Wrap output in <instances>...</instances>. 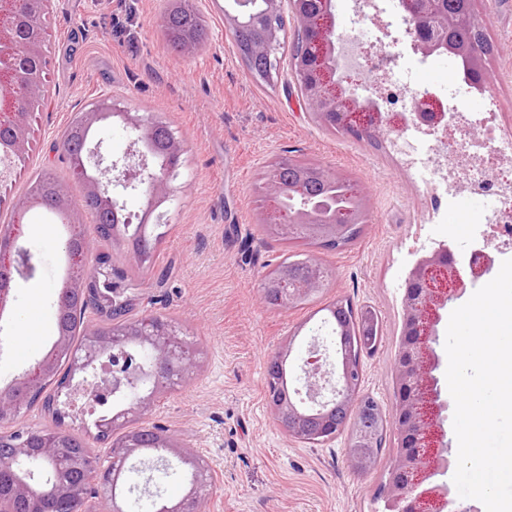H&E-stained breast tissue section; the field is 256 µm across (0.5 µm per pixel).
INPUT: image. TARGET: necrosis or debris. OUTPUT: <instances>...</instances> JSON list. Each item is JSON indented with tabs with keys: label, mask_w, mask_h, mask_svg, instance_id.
I'll return each mask as SVG.
<instances>
[{
	"label": "necrosis or debris",
	"mask_w": 512,
	"mask_h": 512,
	"mask_svg": "<svg viewBox=\"0 0 512 512\" xmlns=\"http://www.w3.org/2000/svg\"><path fill=\"white\" fill-rule=\"evenodd\" d=\"M392 27L400 30V37H387ZM409 28L401 0H369L368 7L349 14L344 40L355 50L379 46L385 69L384 93L392 111L414 113L416 100L431 95L444 111L455 115L447 164L456 168L455 185L444 180L446 166L436 161L433 139L425 137L415 123H408L395 150L410 162L423 183L447 197L449 209H456L464 194L483 199L486 234L492 236L495 245L512 249V199L500 192L502 183L512 181V141L500 137L492 93L458 81L448 87L421 81L419 73L429 62L417 57ZM478 97L484 100V110L477 115L471 103ZM476 119L483 125V134L471 142L467 139L469 124Z\"/></svg>",
	"instance_id": "1"
}]
</instances>
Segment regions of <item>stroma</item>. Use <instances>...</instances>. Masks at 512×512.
<instances>
[{"label": "stroma", "mask_w": 512, "mask_h": 512, "mask_svg": "<svg viewBox=\"0 0 512 512\" xmlns=\"http://www.w3.org/2000/svg\"><path fill=\"white\" fill-rule=\"evenodd\" d=\"M210 33L197 53L174 50L161 31L164 0H53L47 16L49 81L35 112L26 163L0 186V217L13 219L35 170L57 173L74 198L83 184L55 149L64 129L100 97L129 112L150 113L169 125L185 152L181 187L164 204L168 223L146 275L129 261V233L112 243V286L138 310L177 321L200 352V367L180 387L158 395L147 425L183 437L209 467L215 486L203 512H381L379 489L397 446L388 436L379 465L354 470L345 436L318 445L290 438L275 422L266 397L267 361L294 339L304 356L321 308L336 297L378 313L382 337L364 361L365 393L384 410L394 403L392 365L402 323L405 280L419 254L439 243L464 254L484 209L465 205L471 221L416 183L391 149L332 132L313 122L300 98L288 58L271 82L252 78L237 52L229 17L233 0H192ZM483 11L493 46L485 87L497 100L499 129L512 138V0ZM304 158L354 179L371 203V218L350 246L312 250L302 241L271 238L261 221L271 162ZM25 240L38 258L33 278L16 279L9 311L0 317V381L45 355L56 336L57 289L70 272L62 248L70 229L42 209L25 216ZM317 253L327 288L281 313L260 300L268 264L282 255ZM30 336L10 341L18 326Z\"/></svg>", "instance_id": "obj_1"}]
</instances>
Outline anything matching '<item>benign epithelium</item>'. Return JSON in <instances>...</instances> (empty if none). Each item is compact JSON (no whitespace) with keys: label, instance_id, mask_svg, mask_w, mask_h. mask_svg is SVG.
Here are the masks:
<instances>
[{"label":"benign epithelium","instance_id":"7a95c632","mask_svg":"<svg viewBox=\"0 0 512 512\" xmlns=\"http://www.w3.org/2000/svg\"><path fill=\"white\" fill-rule=\"evenodd\" d=\"M19 0H0V130L8 131L9 153L0 154V181H6L12 171V162L26 155L33 110L20 105V90L15 78L14 49L18 42L15 18ZM239 13L232 17L233 29L250 27L260 38L246 54L262 56L266 67L257 75L270 77L279 60L281 35L285 33V19L281 0H236ZM410 15L415 49L425 56L446 55L452 51L448 32L454 30L463 15L441 9L440 0H406ZM294 26L289 41L292 68L299 74L297 85L302 98L311 109V115L321 125L333 126L351 135L371 132L382 137L399 135L407 121L404 115L382 111L376 99H359L353 88L355 78L342 70V35L336 33V15L332 0H319L315 10L293 6ZM37 66L26 86L28 98L41 102L46 88V61L44 57V29L28 44ZM121 116L135 132L133 144H143L146 151L133 148L123 162L104 165L102 142L88 147L83 142L80 169L88 164L97 174L86 178L87 193L98 199L105 212L118 216L123 206L112 194V187L123 189L145 186V215H150L166 201L177 196L174 185L181 165L184 146L172 131H167L161 160L149 165L148 156L154 155L157 132L166 126L152 116L132 114L121 110L111 100H100L81 113L76 122L88 132L94 124L109 117ZM293 187L280 179L276 164L268 166L266 192L270 210L263 224L267 233L277 236L288 232V225L299 224L307 237L320 242L334 241L341 236L345 225L336 221V209L323 202H305L288 211L283 199L292 197ZM55 211L70 224L80 222L81 205L69 200L58 190ZM9 244L0 247V318L11 299L15 277L28 278L34 265L32 248L19 243L21 225L1 228ZM133 239L141 248L134 251L133 262L152 254L148 225L136 226ZM306 277L289 283L288 268L267 272L260 283L261 296L277 295L280 312L301 306L310 296L328 285V273L319 258L312 254L304 260ZM478 278L467 275L463 262L449 245L438 244L430 253L420 257L406 279L402 297V328L398 353L393 363V382L400 390V400L394 406L393 416H383V426L376 425L368 414L374 403L361 392V364L352 357H344L342 365L333 364L329 353L313 345L296 363L291 360L292 343H286L268 360L266 381L271 383L268 404L277 424L289 437L302 443H323L346 434L350 448H378L390 426H395L398 437L397 453L384 485L387 507H401V512H479L474 505L455 507L450 484L427 485L437 472L443 475L457 465V455L446 440L443 427L444 412L449 402L439 399L437 378L439 356L437 326L448 305L464 297L467 288L474 287ZM112 284V265L101 260L91 270L70 273L57 293V305H70L75 297L96 293L101 307L112 312V334L103 336L95 331L85 337L83 344L74 348L69 336L58 332L50 352L35 360L28 368L9 381L0 382V485H9V494L0 496V512H15L14 504L42 494L43 479L54 481L57 488L56 506L49 512H79L71 498V480L80 474L94 483L99 512H123L117 503L120 489L125 485L130 460L139 457L147 447L168 451L162 458L164 466L177 470L190 468L189 490L176 503L162 501L157 512H200L201 503L212 493L214 480L211 471L197 461L188 445L169 434L154 433L146 442L145 433L152 428L142 424L145 410L157 394L190 379L197 367V359L185 346L186 333L179 323L165 316L139 319L123 314L126 303L118 302L98 288ZM137 347L149 353V363L133 362L128 352ZM61 358L71 366L70 378L59 382L56 364ZM81 375L77 382L75 375ZM54 382L69 399L81 396L85 405L94 408L102 398L120 397L122 409L103 415L96 421L98 435L111 441L112 464L96 466L91 453H63L57 429L31 435L12 429V423L21 413L26 401L44 393ZM345 401L359 408L349 425L336 423V406Z\"/></svg>","mask_w":512,"mask_h":512}]
</instances>
